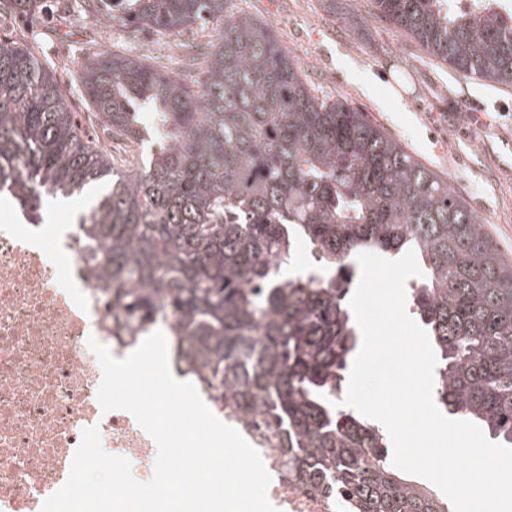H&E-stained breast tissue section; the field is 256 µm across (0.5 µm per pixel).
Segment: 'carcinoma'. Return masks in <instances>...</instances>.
Listing matches in <instances>:
<instances>
[{"instance_id":"obj_1","label":"carcinoma","mask_w":512,"mask_h":512,"mask_svg":"<svg viewBox=\"0 0 512 512\" xmlns=\"http://www.w3.org/2000/svg\"><path fill=\"white\" fill-rule=\"evenodd\" d=\"M233 0H85L130 40L208 25L203 82L99 52L77 70L116 156L82 131L28 36L0 38V192L29 216L85 195L83 241L137 344L162 327L224 406L266 431L341 512H443L402 477L383 430L343 398L358 345L348 295L361 252L414 250L409 310L440 356L436 399L512 447V261L482 218L383 128L315 93L271 27ZM370 0L377 16L465 77L512 84V0ZM36 18L39 0H12ZM314 258L286 274L298 240Z\"/></svg>"}]
</instances>
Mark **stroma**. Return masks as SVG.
I'll use <instances>...</instances> for the list:
<instances>
[{"mask_svg":"<svg viewBox=\"0 0 512 512\" xmlns=\"http://www.w3.org/2000/svg\"><path fill=\"white\" fill-rule=\"evenodd\" d=\"M42 2L34 23L0 11V35L26 31L47 67L66 69L68 101L87 129L98 130L74 76L87 55L120 43L122 30L109 19L85 17L76 0ZM235 7L273 28L319 95L367 112L446 178L512 260V157L504 149L512 141V86L463 78L375 17L368 0H235ZM128 50L177 75L186 68L183 51L159 35H141ZM478 109L486 118L481 125L470 117Z\"/></svg>","mask_w":512,"mask_h":512,"instance_id":"1","label":"stroma"}]
</instances>
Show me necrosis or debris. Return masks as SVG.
Returning <instances> with one entry per match:
<instances>
[{"mask_svg": "<svg viewBox=\"0 0 512 512\" xmlns=\"http://www.w3.org/2000/svg\"><path fill=\"white\" fill-rule=\"evenodd\" d=\"M109 298L92 278L77 231L63 224L13 221L0 214V512H41L67 480L87 427L99 426L109 453L148 477L155 441L122 410L102 412V369L87 345L95 337L116 358L127 346ZM259 452L279 512H335L336 501L289 472L260 431L225 412Z\"/></svg>", "mask_w": 512, "mask_h": 512, "instance_id": "1", "label": "necrosis or debris"}]
</instances>
